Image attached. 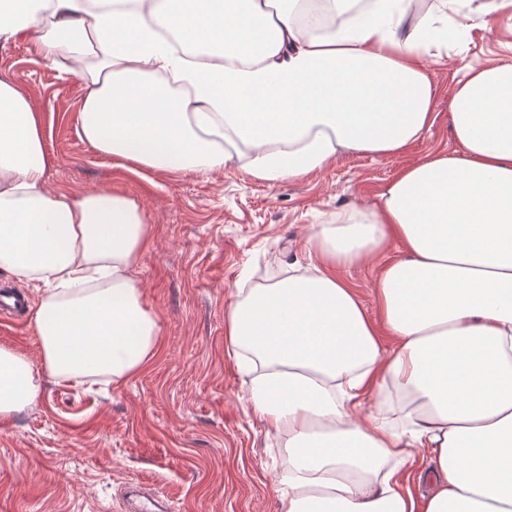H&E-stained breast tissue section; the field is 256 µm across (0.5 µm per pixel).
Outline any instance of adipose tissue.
<instances>
[{
	"label": "adipose tissue",
	"instance_id": "adipose-tissue-1",
	"mask_svg": "<svg viewBox=\"0 0 512 512\" xmlns=\"http://www.w3.org/2000/svg\"><path fill=\"white\" fill-rule=\"evenodd\" d=\"M296 0H0V44L37 36L85 93L77 133L160 172L245 171L278 183L346 153L402 154L435 121L424 62L462 24L452 0H326L317 34ZM457 153L404 168L370 210L314 225L308 263L238 288L227 353L248 401L285 437L287 512H512V62L469 67L448 102ZM40 112L0 79V270L40 288L39 359L0 347V420L44 377H135L161 326L138 283L150 227L109 190L48 186ZM398 242L370 316L336 266ZM373 395L379 413L359 408ZM430 449L428 492L396 465Z\"/></svg>",
	"mask_w": 512,
	"mask_h": 512
}]
</instances>
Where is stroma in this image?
Returning <instances> with one entry per match:
<instances>
[{
    "label": "stroma",
    "instance_id": "obj_1",
    "mask_svg": "<svg viewBox=\"0 0 512 512\" xmlns=\"http://www.w3.org/2000/svg\"><path fill=\"white\" fill-rule=\"evenodd\" d=\"M433 69L436 120L403 154L349 153L304 179L268 183L241 160L215 173L156 172L110 160L77 135L82 80L46 61L36 41L0 44V78L41 113L52 188L110 189L134 199L150 226L140 260L145 304L162 326L156 358L121 384L45 379L36 402L0 421V512H124L141 482L173 512H284L282 436L246 403L247 376L226 352L227 305L306 265L308 229L373 209L407 166L456 152L448 101L468 68L512 62V18L470 13Z\"/></svg>",
    "mask_w": 512,
    "mask_h": 512
}]
</instances>
